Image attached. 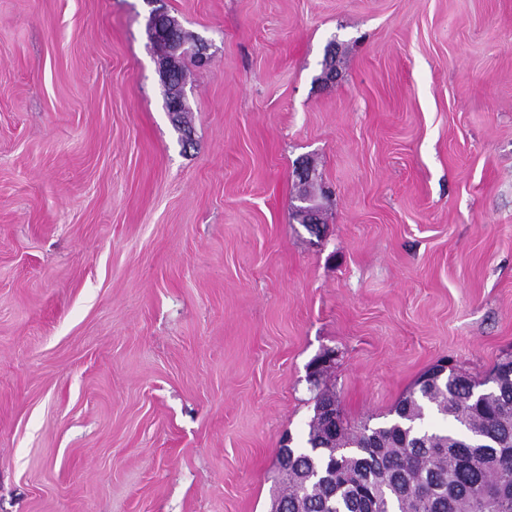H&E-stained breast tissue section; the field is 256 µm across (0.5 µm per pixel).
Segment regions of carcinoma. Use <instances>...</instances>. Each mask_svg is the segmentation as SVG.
<instances>
[{"label":"carcinoma","instance_id":"obj_1","mask_svg":"<svg viewBox=\"0 0 512 512\" xmlns=\"http://www.w3.org/2000/svg\"><path fill=\"white\" fill-rule=\"evenodd\" d=\"M393 419L319 416L278 450L272 512H512V357L410 389ZM448 423V427L440 423Z\"/></svg>","mask_w":512,"mask_h":512}]
</instances>
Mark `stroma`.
<instances>
[{"label":"stroma","mask_w":512,"mask_h":512,"mask_svg":"<svg viewBox=\"0 0 512 512\" xmlns=\"http://www.w3.org/2000/svg\"><path fill=\"white\" fill-rule=\"evenodd\" d=\"M510 355L512 0H0V512H270L316 388ZM188 44L189 43L187 42L171 44L169 46L168 54L160 59L161 69L163 71L173 69L177 65L179 58L190 51H194V53L198 55L201 64L205 65L208 60L204 52L205 46L202 43H199L195 46L187 47ZM297 174L300 180L309 184L308 194L299 199L301 205L297 206V214L301 221L304 218L303 223L306 224L311 231L318 230L320 206L317 202L318 195L317 193L315 194L314 191L312 170L307 163L303 162L299 165Z\"/></svg>","instance_id":"1"}]
</instances>
